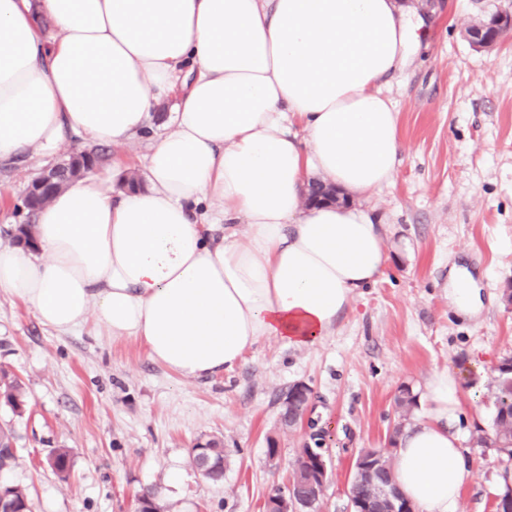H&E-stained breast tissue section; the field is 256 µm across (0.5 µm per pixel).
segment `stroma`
I'll return each instance as SVG.
<instances>
[{"instance_id": "obj_1", "label": "stroma", "mask_w": 512, "mask_h": 512, "mask_svg": "<svg viewBox=\"0 0 512 512\" xmlns=\"http://www.w3.org/2000/svg\"><path fill=\"white\" fill-rule=\"evenodd\" d=\"M435 17L408 65L383 87L399 114L402 152L390 185L362 196L388 226L389 264L358 292L336 331L298 349L264 339L232 370L191 379L152 362L131 341H111L86 325L62 335L23 303L0 295V368L17 377L25 406L0 402V426L11 429L16 458L0 484L28 494L31 512H134L151 492L164 512H265L286 487L298 448L324 449L330 472L321 512H348V487L364 448L386 447L398 422L394 399L410 389L425 416V386L439 371L462 383L456 424L475 478L457 512H495L503 483L498 454L472 446L490 427V388L502 357L512 354V36L487 51L468 28L512 0H411ZM150 143L107 144L93 177L141 171ZM60 153L0 166V243L28 223L23 194ZM466 267L483 309L456 313L448 272ZM313 392L311 430H283L282 399L296 383ZM223 440L224 479L214 482L191 463L194 444ZM278 455L269 458L267 450ZM59 448L70 469L59 476L47 460Z\"/></svg>"}]
</instances>
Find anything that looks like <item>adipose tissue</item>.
I'll return each mask as SVG.
<instances>
[{
  "label": "adipose tissue",
  "instance_id": "ef3b65f1",
  "mask_svg": "<svg viewBox=\"0 0 512 512\" xmlns=\"http://www.w3.org/2000/svg\"><path fill=\"white\" fill-rule=\"evenodd\" d=\"M429 26L401 0H0V162L157 132L142 187L72 181L36 212L35 249L0 245V294L186 378L263 339L319 344L383 275L387 227L307 204L309 184L390 183L402 143L381 86ZM448 296L465 316L483 307L460 266ZM461 392L435 373L425 419L399 438L395 481L423 512H456L474 479L453 429Z\"/></svg>",
  "mask_w": 512,
  "mask_h": 512
}]
</instances>
